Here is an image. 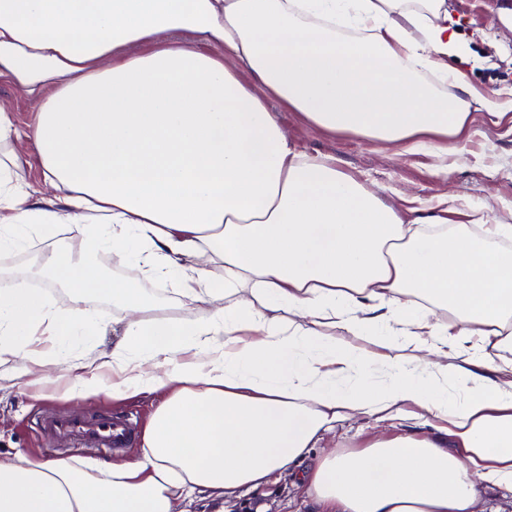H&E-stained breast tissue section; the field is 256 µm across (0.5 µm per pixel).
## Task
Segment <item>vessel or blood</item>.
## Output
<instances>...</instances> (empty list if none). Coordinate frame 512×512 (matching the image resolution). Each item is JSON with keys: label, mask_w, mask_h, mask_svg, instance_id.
<instances>
[{"label": "vessel or blood", "mask_w": 512, "mask_h": 512, "mask_svg": "<svg viewBox=\"0 0 512 512\" xmlns=\"http://www.w3.org/2000/svg\"><path fill=\"white\" fill-rule=\"evenodd\" d=\"M38 428L47 438L70 436L106 453L128 447L135 436L130 418L110 414L93 419L79 415L43 418L39 420Z\"/></svg>", "instance_id": "vessel-or-blood-1"}]
</instances>
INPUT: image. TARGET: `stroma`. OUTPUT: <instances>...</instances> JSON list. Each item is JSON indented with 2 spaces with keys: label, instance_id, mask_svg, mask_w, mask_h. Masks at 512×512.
Here are the masks:
<instances>
[{
  "label": "stroma",
  "instance_id": "obj_1",
  "mask_svg": "<svg viewBox=\"0 0 512 512\" xmlns=\"http://www.w3.org/2000/svg\"><path fill=\"white\" fill-rule=\"evenodd\" d=\"M449 11L462 20L467 44L465 60L454 66L466 83L481 93L494 95L505 116L485 110L472 113L463 132L454 139L435 138L441 155L382 150L379 142L351 133H328L314 128L301 113L279 101L271 106L281 126L307 155H328L341 171L354 176L385 204L404 211L429 207L442 190L482 204L486 219L512 220V30L498 18L502 0H447ZM445 165L441 175L432 169ZM47 239L0 251V281L19 280L43 289L52 306L71 311L76 297L68 289L46 285L33 273L41 254L50 249ZM109 275L143 288L154 303L147 316L176 320L188 317L189 307L171 284L148 277L133 264L109 268ZM29 362L24 352L0 359V452L15 449L43 458L66 457V450L48 446L36 422L61 412L96 417L105 412L131 415L137 431H144L162 400L161 395L116 399L103 393L76 403L62 391L35 382L25 373ZM391 423L359 419L337 424L327 433L312 456L365 448L377 435L393 433ZM311 512L312 506L292 476L277 474L261 488L231 506L230 512Z\"/></svg>",
  "mask_w": 512,
  "mask_h": 512
}]
</instances>
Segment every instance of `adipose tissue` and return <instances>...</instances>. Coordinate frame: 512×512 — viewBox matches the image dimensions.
<instances>
[{"label":"adipose tissue","mask_w":512,"mask_h":512,"mask_svg":"<svg viewBox=\"0 0 512 512\" xmlns=\"http://www.w3.org/2000/svg\"><path fill=\"white\" fill-rule=\"evenodd\" d=\"M458 26L446 0H0V76L37 104L25 133L0 105V250L75 225L44 276L123 311L111 350L69 358L94 310L1 288L0 356L23 347L41 381L62 365L70 400L164 397L129 460L0 456V512H176L298 468L315 512H477L479 487L512 489V364L493 356L512 352V224L420 235L269 106L389 148L456 137L470 101L416 69L460 85ZM108 261L172 282L195 318L148 320ZM392 336L415 356L382 354ZM409 405L421 431L305 464L337 423Z\"/></svg>","instance_id":"1"}]
</instances>
